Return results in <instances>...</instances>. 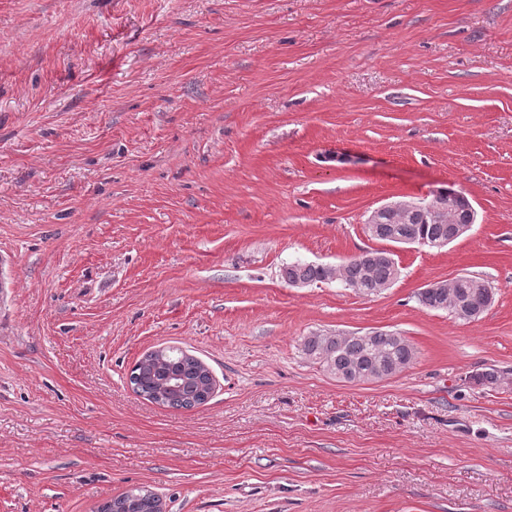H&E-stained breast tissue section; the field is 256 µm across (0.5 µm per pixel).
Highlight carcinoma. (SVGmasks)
Returning a JSON list of instances; mask_svg holds the SVG:
<instances>
[{"label":"carcinoma","mask_w":512,"mask_h":512,"mask_svg":"<svg viewBox=\"0 0 512 512\" xmlns=\"http://www.w3.org/2000/svg\"><path fill=\"white\" fill-rule=\"evenodd\" d=\"M375 239L385 242L438 241L452 235L450 224L426 221L418 213L389 212L374 225ZM365 262L340 265L295 261L280 268L281 278L289 283L313 285L339 281L361 293L376 295L398 277L395 261L384 252L370 251ZM490 286L484 280L459 276L418 294L422 306L446 311L462 322L480 318L489 300ZM303 353L323 371L346 382H366L387 378L410 366L416 351L396 332L371 331L358 336L319 335L302 339ZM133 391L144 399L168 408H190L208 401L215 381L210 368L182 350L164 348L145 353L129 374ZM160 498L153 492L134 489L104 504L99 512H161Z\"/></svg>","instance_id":"cac0c4a2"}]
</instances>
